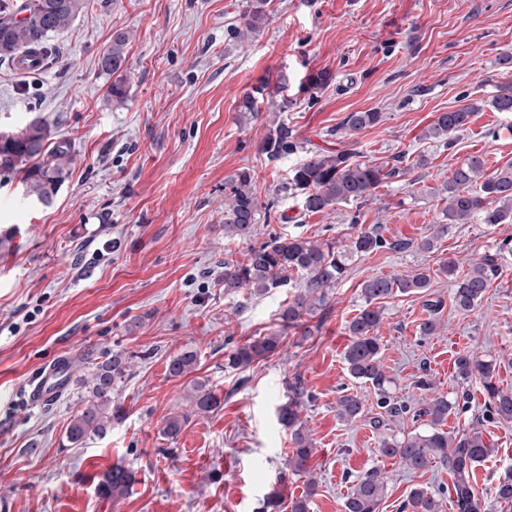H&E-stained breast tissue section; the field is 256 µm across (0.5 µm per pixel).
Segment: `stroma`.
Returning a JSON list of instances; mask_svg holds the SVG:
<instances>
[{
    "mask_svg": "<svg viewBox=\"0 0 512 512\" xmlns=\"http://www.w3.org/2000/svg\"><path fill=\"white\" fill-rule=\"evenodd\" d=\"M85 2L70 28L50 38L45 69L24 81L0 65V131L42 116L74 158L48 206L31 203L18 177L0 174V419L14 422L0 432V512H258L275 490L308 495L310 512H343L355 477L373 468L387 482L379 512H399L413 489L450 486L441 463L411 473L380 454L370 425L374 390L350 379L343 360L362 283L416 269L430 273L428 295L444 307L436 334L423 336L420 297L384 301L379 334L390 390L415 405L423 395L415 381L425 373L448 399L469 391L468 409L451 410L444 429L480 427L493 451L474 468L473 490L484 512H512L495 496L512 472V421L488 419L481 383H462L454 365L475 353L494 362L499 387L512 389V253L502 254L499 278L465 314L450 303L451 280L437 273L443 260L464 269L512 239V220L449 225L430 253L356 258L330 290L315 336L301 344L286 336L278 353L246 368L227 367V354L276 329L288 291L228 295L222 283L225 257L274 234L341 246L374 225L387 239L429 235L443 220L432 190L462 161L482 156L491 171L512 165L511 114H474L448 149L421 138L438 113L468 97L489 99L512 81L503 61L512 54V0H269L270 20L248 42L231 32L246 0ZM121 29L132 38L128 97L116 105L99 59ZM321 69L334 81L309 89L308 74ZM260 84L279 112L264 101L258 114L238 112L243 94ZM368 110L383 113L379 125L345 132L349 113ZM275 115L302 148L272 161L260 143ZM342 150L377 164L400 154L428 163L361 206L306 214L299 198L276 196L295 164ZM244 169L261 205L247 243L224 237V188ZM187 347L199 358L193 378L170 377L169 359ZM63 354L74 361L68 391L52 406L26 409L31 378ZM116 354L125 365L112 398L125 416L72 445L67 430L87 395L84 381ZM297 374L312 394L300 408L314 446L305 477L284 470L291 432L277 413ZM194 378L221 404L170 439L163 422L189 411ZM345 389L363 402L349 423L336 416ZM117 463L133 475L128 493L99 496L100 475Z\"/></svg>",
    "mask_w": 512,
    "mask_h": 512,
    "instance_id": "obj_1",
    "label": "stroma"
}]
</instances>
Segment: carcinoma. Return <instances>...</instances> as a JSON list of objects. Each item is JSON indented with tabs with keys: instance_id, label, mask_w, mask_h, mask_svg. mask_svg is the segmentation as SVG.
<instances>
[{
	"instance_id": "1",
	"label": "carcinoma",
	"mask_w": 512,
	"mask_h": 512,
	"mask_svg": "<svg viewBox=\"0 0 512 512\" xmlns=\"http://www.w3.org/2000/svg\"><path fill=\"white\" fill-rule=\"evenodd\" d=\"M267 0H247L246 9L233 27L234 34L243 36L256 32L269 21ZM83 8V0H25L0 8V62L10 61L21 51L34 45L44 46L50 38L64 32ZM130 35L119 30L112 35V46L100 58L101 71L113 77L108 93L113 101L127 99L124 67L125 49ZM335 80L327 70L308 75L310 89H322ZM265 87L260 86L243 95L238 111L254 113ZM489 107L495 112H512V82L497 86L496 93L488 100L480 99L460 109L441 112L423 133V138L445 148L454 145L453 136L470 123L476 112ZM382 113L369 110L352 112L342 127L349 133H358L380 123ZM53 132L49 123L40 116L33 117L20 131H0V173L20 177L25 195L42 205L51 203L57 189L68 178L72 154L61 144L52 143ZM260 150L272 160L285 158L300 150L297 137L287 124L275 121L268 128ZM403 157L378 165L369 160L357 159L354 152L315 154L291 169L288 182L279 188L301 197L302 211L320 213L339 204L368 202L384 182L406 174L401 167ZM224 193V237L247 240L254 236L259 215V202L253 189V176L247 170L239 172L227 185ZM445 203L444 218L450 224H469L478 217L484 224H503L512 219V166L491 173L485 170V161L478 155L467 157L454 169L452 177L436 190ZM437 237L424 236L420 240L386 239L377 228L369 227L353 235L342 248L334 242H321L301 235H272L258 247L250 249L240 258L224 259V293L232 294L240 288L253 290L258 295L276 288H285L292 282L293 274L303 275L304 291L292 301L280 306L277 314L281 329L265 336L250 339L228 355V367L244 368L265 360L283 344V334L290 328L299 330L300 339L314 335L307 320L322 314L329 305V290L344 277L349 262L358 256L377 251L405 252L412 247L422 252L435 249ZM512 251V243L504 240L495 253H489L469 263L468 269L459 271L456 260L449 258L439 265V271L453 282L451 302L453 308L466 313L482 300L492 282L500 275L499 256ZM430 287V275L419 270L394 276H374L360 288L362 305L348 322L350 343L344 353V362L350 377L369 383L376 390L377 405L382 412L373 418L376 430L388 428V423L408 412L412 421L422 422V429L400 438L384 435L380 440V454L396 458L410 472L427 469L436 460L448 465L454 481L448 490L437 491L416 488L401 505V512H443L445 497L454 502L457 512H481L482 504L475 497L470 484L475 465L491 453V444L482 432L473 428L462 434L448 433L442 425L448 412L460 406L448 402L443 395L423 398L419 407L409 411L407 406L390 399L387 384L390 378L380 358L381 342L377 332L383 322L380 301L397 294L422 295ZM423 309L430 315L420 327L421 334L432 335L437 321L432 315L441 310L440 299H425ZM197 352L185 349L171 357L167 369L172 377H186L196 370ZM123 359L112 356L96 365V372L87 385L90 395L70 423L67 438L80 443L91 435L106 433L112 421L122 419L124 408L112 401V385L122 374ZM457 374L461 379L477 378L488 394L486 414L494 420H512V391H504L493 381L495 367L472 353L465 352L457 358ZM311 398L305 380L296 375L288 382V403L279 409L282 424L292 429L294 448L287 458V468L294 475L309 473L312 440L304 430L299 408ZM187 399L192 414L205 416L220 405V399L208 382L194 379ZM363 413L362 401L345 390L336 399V417L353 421ZM190 414V415H192ZM190 415H172L163 425L162 434L175 439L179 436ZM132 476L122 465L107 469L97 484L98 493L107 498L127 494ZM385 480L381 471L372 469L354 480L343 504L344 512H378L384 497Z\"/></svg>"
}]
</instances>
